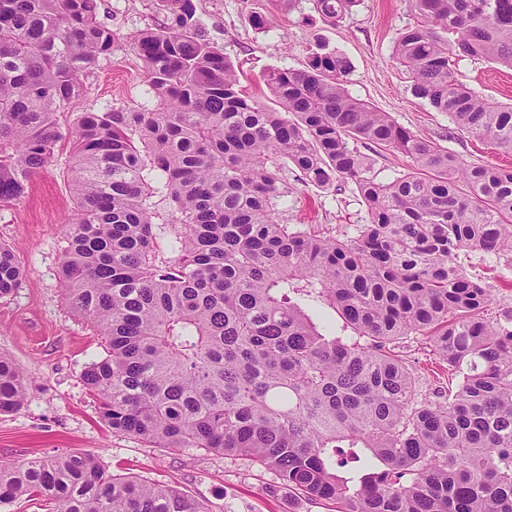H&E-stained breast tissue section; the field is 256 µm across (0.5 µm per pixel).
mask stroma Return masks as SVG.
<instances>
[{
	"mask_svg": "<svg viewBox=\"0 0 512 512\" xmlns=\"http://www.w3.org/2000/svg\"><path fill=\"white\" fill-rule=\"evenodd\" d=\"M208 37L241 72L246 96L266 107L275 101L261 76L270 68H303L312 53L347 57L352 96L389 113L399 125L437 142L470 163L512 166V156L487 139L460 130L447 113L416 98L405 67L395 56L403 29L412 25L409 0H359L337 22L310 7L275 11L270 0H194ZM101 16L117 44L100 59L78 111L132 106L145 101L148 86L130 37L160 23L153 0H102ZM460 80L494 102L512 100V68L485 58H467ZM290 188L278 205L284 223L302 224L336 237L352 236L365 223L366 208L354 185L336 181L322 189L284 174ZM74 210L66 171L54 162L36 174L19 203L0 210V241L14 245L25 271L17 290L0 298V354L24 372L28 394L17 411L0 414V464H19L63 452L94 455L106 471L172 487L203 502L210 512H336L335 501L306 496L286 485L252 458L197 448H158L112 431L83 383L85 367L103 357L93 324L74 315L64 300L58 266L66 225ZM493 294L491 316L512 314V262L483 252L458 259ZM414 369L423 393L438 400L448 375L421 336H405L395 346Z\"/></svg>",
	"mask_w": 512,
	"mask_h": 512,
	"instance_id": "35a3bbf8",
	"label": "stroma"
}]
</instances>
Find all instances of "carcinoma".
<instances>
[{"label": "carcinoma", "mask_w": 512, "mask_h": 512, "mask_svg": "<svg viewBox=\"0 0 512 512\" xmlns=\"http://www.w3.org/2000/svg\"><path fill=\"white\" fill-rule=\"evenodd\" d=\"M308 2L336 21L358 0ZM410 7L395 57L415 96L512 154V104L456 79L466 57L512 67V0ZM155 8L162 23L131 39L152 100L75 113L115 43L100 0H0V207L69 142L59 276L105 339L83 375L103 422L161 448L251 456L338 512H512V316L485 317L489 289L455 263L462 250L512 262V169L470 164L352 96L337 53L268 71L280 110L267 109L243 94L194 0ZM355 141L397 150L412 171L378 178ZM290 163L306 184L351 182L369 222L345 240L282 223ZM23 277L0 242V297ZM308 301L360 341L321 332ZM411 334L455 381L446 401L394 352ZM27 390L0 355V413ZM22 497L52 512H210L79 452L0 464V505Z\"/></svg>", "instance_id": "cac0c4a2"}]
</instances>
